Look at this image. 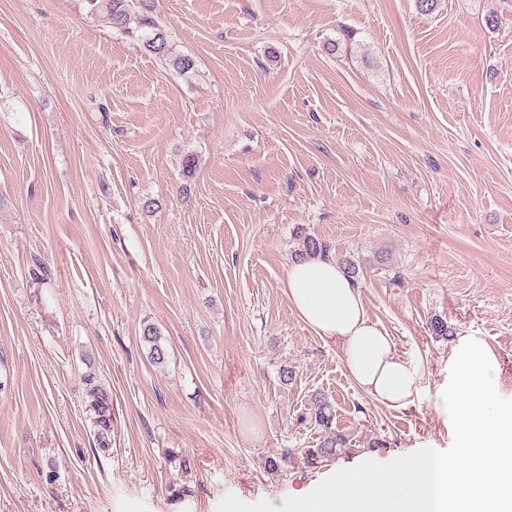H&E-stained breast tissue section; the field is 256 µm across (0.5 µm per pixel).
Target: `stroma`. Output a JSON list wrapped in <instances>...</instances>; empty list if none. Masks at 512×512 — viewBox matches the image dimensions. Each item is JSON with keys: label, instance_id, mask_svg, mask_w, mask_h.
Returning <instances> with one entry per match:
<instances>
[{"label": "stroma", "instance_id": "stroma-1", "mask_svg": "<svg viewBox=\"0 0 512 512\" xmlns=\"http://www.w3.org/2000/svg\"><path fill=\"white\" fill-rule=\"evenodd\" d=\"M158 14L193 73L82 0H0V512H215L229 493L279 507L363 460L448 449L453 341L432 318L483 337L512 396V7L158 0ZM300 227L357 260L369 319L420 371L407 409L357 390L291 309ZM90 371L112 390L106 450ZM317 396L355 450L269 470L315 443L296 417ZM141 338L148 349L150 361L155 366H164L168 362V349L159 329L152 323H144Z\"/></svg>", "mask_w": 512, "mask_h": 512}]
</instances>
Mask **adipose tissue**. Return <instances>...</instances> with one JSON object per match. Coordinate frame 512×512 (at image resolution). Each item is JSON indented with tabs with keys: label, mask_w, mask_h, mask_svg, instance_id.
I'll return each instance as SVG.
<instances>
[{
	"label": "adipose tissue",
	"mask_w": 512,
	"mask_h": 512,
	"mask_svg": "<svg viewBox=\"0 0 512 512\" xmlns=\"http://www.w3.org/2000/svg\"><path fill=\"white\" fill-rule=\"evenodd\" d=\"M284 291L310 331L340 346L358 389L393 409L413 402L418 370L398 355L388 333L370 321L359 284L346 275L335 256L291 262Z\"/></svg>",
	"instance_id": "obj_1"
}]
</instances>
